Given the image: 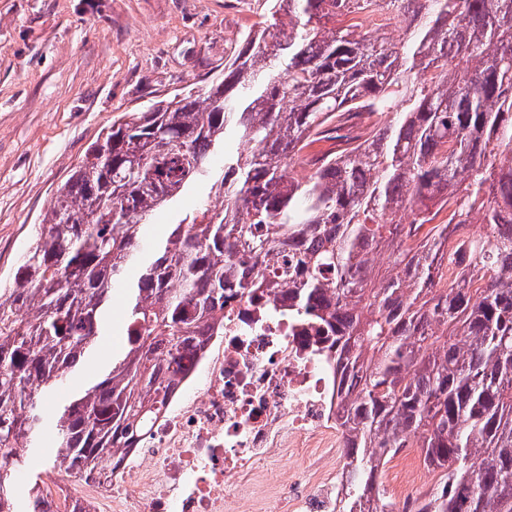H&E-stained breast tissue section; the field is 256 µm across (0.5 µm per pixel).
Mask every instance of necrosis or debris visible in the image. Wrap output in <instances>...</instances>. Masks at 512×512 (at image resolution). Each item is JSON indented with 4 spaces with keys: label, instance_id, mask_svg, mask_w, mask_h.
Instances as JSON below:
<instances>
[{
    "label": "necrosis or debris",
    "instance_id": "obj_1",
    "mask_svg": "<svg viewBox=\"0 0 512 512\" xmlns=\"http://www.w3.org/2000/svg\"><path fill=\"white\" fill-rule=\"evenodd\" d=\"M336 373L315 330L288 317V293L228 300L221 335L190 348L180 383L122 453L99 458L87 488L61 476L56 512H232L254 476L277 483L302 448L341 441ZM344 464L290 512H340Z\"/></svg>",
    "mask_w": 512,
    "mask_h": 512
}]
</instances>
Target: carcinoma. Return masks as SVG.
Segmentation results:
<instances>
[{
  "mask_svg": "<svg viewBox=\"0 0 512 512\" xmlns=\"http://www.w3.org/2000/svg\"><path fill=\"white\" fill-rule=\"evenodd\" d=\"M227 133L246 150L224 155L221 210L146 245ZM450 201L443 224L404 222ZM284 287L333 336L357 495L384 493L379 469L415 438L442 487L394 512H512V0H272L223 78L115 120L0 288V512L46 499L17 485L33 453L87 480L228 298ZM116 289L127 351L58 407L47 448L44 403L98 358Z\"/></svg>",
  "mask_w": 512,
  "mask_h": 512,
  "instance_id": "carcinoma-1",
  "label": "carcinoma"
}]
</instances>
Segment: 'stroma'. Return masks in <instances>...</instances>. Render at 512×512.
Wrapping results in <instances>:
<instances>
[{
	"mask_svg": "<svg viewBox=\"0 0 512 512\" xmlns=\"http://www.w3.org/2000/svg\"><path fill=\"white\" fill-rule=\"evenodd\" d=\"M269 16L268 0H0V285H8L57 186L119 116L218 76L231 46ZM211 184L189 187L149 219L152 236L204 206ZM403 449L380 482L396 502L433 492L437 471L401 483ZM335 453L308 458L295 478L253 481L236 512L286 507L334 471Z\"/></svg>",
	"mask_w": 512,
	"mask_h": 512,
	"instance_id": "35a3bbf8",
	"label": "stroma"
}]
</instances>
